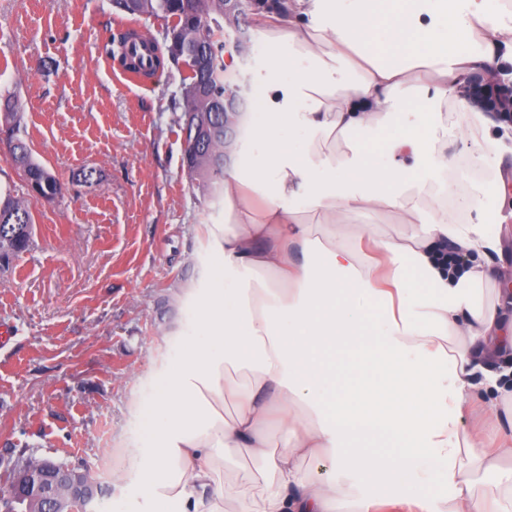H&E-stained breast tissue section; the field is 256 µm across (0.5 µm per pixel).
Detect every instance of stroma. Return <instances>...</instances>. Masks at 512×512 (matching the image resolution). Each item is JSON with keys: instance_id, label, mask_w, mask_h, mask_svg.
Segmentation results:
<instances>
[{"instance_id": "35a3bbf8", "label": "stroma", "mask_w": 512, "mask_h": 512, "mask_svg": "<svg viewBox=\"0 0 512 512\" xmlns=\"http://www.w3.org/2000/svg\"><path fill=\"white\" fill-rule=\"evenodd\" d=\"M166 21L131 17L110 0H0V98L23 114L34 158L61 192L47 200L27 190L0 131V193L12 191L34 219L29 249L0 267V457L19 450L87 466L110 496L132 512H153L138 494L132 455L140 425L132 410L152 395L150 377L192 323L188 296L210 286L208 228L224 221V196H202L182 166L179 67L169 64L131 82L102 56L109 34L132 31L163 47ZM228 47L238 66L229 77L244 104L266 66L253 13L238 16ZM448 163L471 156L481 133L459 112L448 115ZM504 198L481 197L455 215L475 224L499 212L504 231L490 262L512 270V140L483 163ZM92 172L84 180V172ZM313 234L368 252V235L404 240L416 225L388 212H348L336 224L307 215ZM226 508L258 503L260 464L228 451Z\"/></svg>"}]
</instances>
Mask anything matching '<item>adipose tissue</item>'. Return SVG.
<instances>
[{
  "mask_svg": "<svg viewBox=\"0 0 512 512\" xmlns=\"http://www.w3.org/2000/svg\"><path fill=\"white\" fill-rule=\"evenodd\" d=\"M469 2L459 23V0H261L273 55L239 118L249 152L224 170L236 229L217 225L212 286L140 411L138 492L161 512H224L232 448L267 471L257 512H340L355 475L398 488L394 512H512V433L463 427L475 402L495 421L512 403V367L492 366L512 336L482 290L498 275L486 256L500 248V216L458 224L446 201L420 207L403 191L419 164L446 163L449 111L512 133L467 97L472 75L512 63V27L503 0ZM340 66L356 76L343 90ZM386 136L414 165L386 158ZM336 137L348 149L339 160L317 146ZM355 208L401 214L419 231L374 242L369 261L304 222ZM490 470L496 483L479 490ZM434 474L441 508L422 483Z\"/></svg>",
  "mask_w": 512,
  "mask_h": 512,
  "instance_id": "ef3b65f1",
  "label": "adipose tissue"
}]
</instances>
